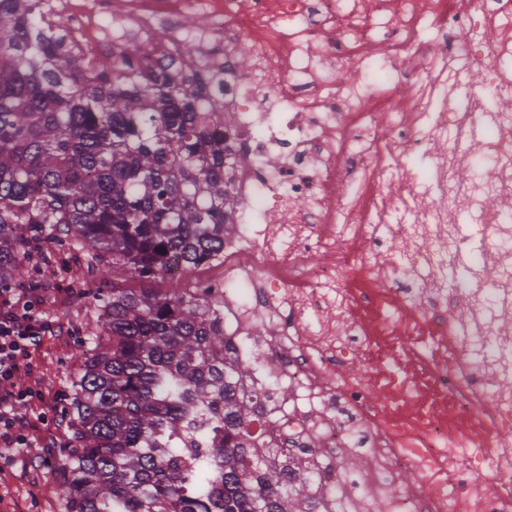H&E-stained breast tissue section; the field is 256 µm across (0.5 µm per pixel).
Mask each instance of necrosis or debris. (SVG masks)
<instances>
[{
  "instance_id": "1",
  "label": "necrosis or debris",
  "mask_w": 512,
  "mask_h": 512,
  "mask_svg": "<svg viewBox=\"0 0 512 512\" xmlns=\"http://www.w3.org/2000/svg\"><path fill=\"white\" fill-rule=\"evenodd\" d=\"M45 8L87 55L131 27L145 35L161 19H203L198 29L175 26L163 51L177 58L196 44L224 79L216 106L235 153L238 228L205 284L231 345L254 343L267 358L242 386L260 393L276 422L268 446L314 452L318 512H344L352 483L339 474L340 455L361 433L366 512H376L385 487L390 512H512V443L499 437L512 432V392L503 387L512 378V0H46ZM493 23L500 35L490 40ZM461 30L468 42L458 41ZM245 38L253 67L244 76L236 49ZM459 58L483 74L464 94L452 73ZM483 126L482 159L458 186L462 147ZM436 142L444 150L418 183L405 163ZM396 163L393 183L385 174ZM359 178L378 184L375 199L337 200V186ZM391 194L413 212L396 226L405 241L397 256L383 248ZM460 205L492 241L497 276L476 279L475 307L455 325L448 271L467 241L448 212ZM376 267L393 297L371 329L343 276ZM414 311L432 317L416 343L425 376L454 398L460 417L486 422L480 437L452 446L444 420L409 416L421 387L401 355L385 378L394 392L386 413L349 378L350 357L377 333L398 346L394 327ZM408 470L427 485H409Z\"/></svg>"
}]
</instances>
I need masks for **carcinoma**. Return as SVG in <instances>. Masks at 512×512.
<instances>
[{
    "instance_id": "cac0c4a2",
    "label": "carcinoma",
    "mask_w": 512,
    "mask_h": 512,
    "mask_svg": "<svg viewBox=\"0 0 512 512\" xmlns=\"http://www.w3.org/2000/svg\"><path fill=\"white\" fill-rule=\"evenodd\" d=\"M164 28L87 59L41 0H0V288L30 279L32 238L64 241L106 291L81 350L59 494L65 512H309L308 450L226 359L220 307L184 271L224 253L214 76L166 58ZM134 280L145 288H129Z\"/></svg>"
}]
</instances>
